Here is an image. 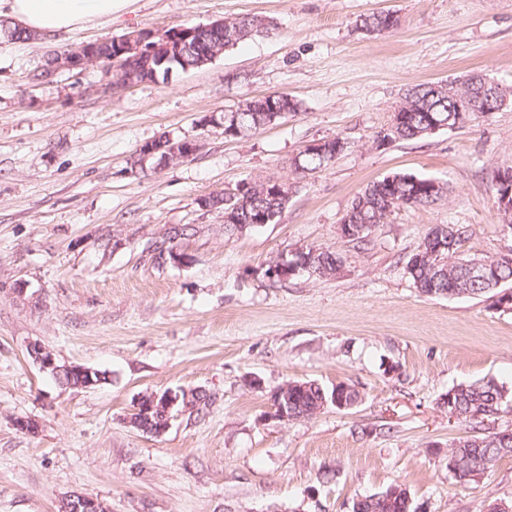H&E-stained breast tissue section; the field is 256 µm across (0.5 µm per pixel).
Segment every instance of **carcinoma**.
I'll use <instances>...</instances> for the list:
<instances>
[{"label": "carcinoma", "instance_id": "carcinoma-1", "mask_svg": "<svg viewBox=\"0 0 512 512\" xmlns=\"http://www.w3.org/2000/svg\"><path fill=\"white\" fill-rule=\"evenodd\" d=\"M398 25V18L390 11L374 12L360 17L357 28L365 32L390 31ZM265 28L263 20L255 16H243L224 20V33L216 35L206 29L200 30L205 37L211 55L220 56L224 49L234 47L252 33ZM402 120L392 121L386 127L387 137L392 142L411 141L429 136V119H434L441 129H456L464 126L456 112L448 111V93L444 87L428 88L424 84L410 88L397 108ZM233 115L235 139H246L268 125L267 115L262 109V99L251 98L230 111ZM330 165L328 157L320 153L305 154L300 158V167L294 168L296 177L305 178ZM245 192L241 195L224 196V210L233 213L224 223V234L238 235L237 225L255 224L257 217L267 218L273 224L288 205L294 184L281 183L282 192L272 193V185L266 181L243 182ZM447 183L426 176H414L396 172L373 181L358 193L344 215L351 226L346 240L363 248L370 241L375 228L400 208H416L433 204L446 196ZM470 235L464 224H446L428 227L423 239L435 237L444 243L443 253L454 260L443 264L439 271L433 270L434 260L419 250L413 253L405 265L406 274L415 288L429 297H469L492 300V306L502 307L500 294L512 283V261L504 262L497 256H484L490 266V276L481 280L470 275L464 261L469 255L461 251ZM311 265L314 275L332 276L342 268L341 257L328 247H310L297 255ZM448 412L457 420L471 425L473 434L459 438L448 447V472L463 481L470 473L485 475L505 456H512V432H490L483 429L484 422L497 417L504 406L512 402V392L493 380H477L460 383L448 389L446 394ZM359 401V392L349 384H338L325 388L314 381L293 380L280 387L274 394V403L286 408L288 419H309L329 405L350 409ZM353 512H416L406 488L394 485L385 491L362 497L354 503Z\"/></svg>", "mask_w": 512, "mask_h": 512}]
</instances>
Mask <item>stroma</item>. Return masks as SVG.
Returning <instances> with one entry per match:
<instances>
[{"instance_id": "1", "label": "stroma", "mask_w": 512, "mask_h": 512, "mask_svg": "<svg viewBox=\"0 0 512 512\" xmlns=\"http://www.w3.org/2000/svg\"><path fill=\"white\" fill-rule=\"evenodd\" d=\"M380 10L395 29H356ZM247 15L269 30L165 81L115 90L100 63L33 80L52 50ZM473 71L512 87V0H133L48 45L1 42L0 512H58L72 494L109 512H353L395 484L416 512L511 503L512 457L476 482L449 475L448 447L471 429L443 397L483 378L512 390V309L425 296L405 263L435 224L469 225L468 253L512 250L490 187L512 166V104L416 142L374 141L406 89ZM269 93L300 111L225 138V110ZM162 135L198 150L140 159ZM336 137L348 147L335 162L296 180L298 153ZM395 172L440 178L448 195L394 211L357 251L337 226ZM250 178L299 186L277 223L227 237L223 211L200 200ZM183 224L188 263H158L149 244ZM310 247L339 253L341 273L271 275ZM32 341L105 382L63 386ZM292 380L346 383L361 399L271 420ZM191 390L205 407L177 403L162 435L130 426L142 394Z\"/></svg>"}]
</instances>
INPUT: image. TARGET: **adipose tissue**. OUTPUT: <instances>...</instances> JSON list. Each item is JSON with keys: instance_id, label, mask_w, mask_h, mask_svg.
Here are the masks:
<instances>
[{"instance_id": "ef3b65f1", "label": "adipose tissue", "mask_w": 512, "mask_h": 512, "mask_svg": "<svg viewBox=\"0 0 512 512\" xmlns=\"http://www.w3.org/2000/svg\"><path fill=\"white\" fill-rule=\"evenodd\" d=\"M132 0H0V19L32 37L50 40L111 20Z\"/></svg>"}]
</instances>
